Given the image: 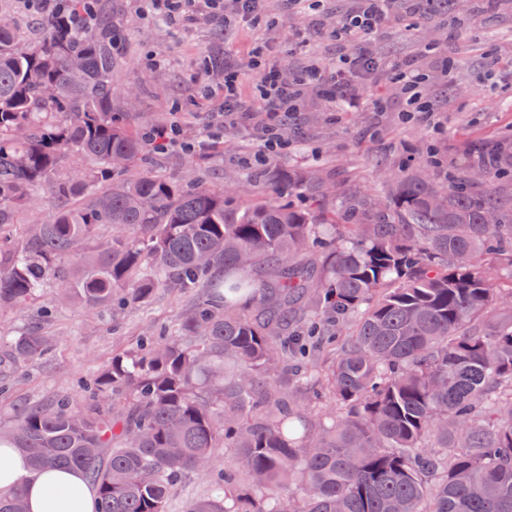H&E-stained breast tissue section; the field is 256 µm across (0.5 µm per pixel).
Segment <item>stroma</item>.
<instances>
[{"label": "stroma", "mask_w": 512, "mask_h": 512, "mask_svg": "<svg viewBox=\"0 0 512 512\" xmlns=\"http://www.w3.org/2000/svg\"><path fill=\"white\" fill-rule=\"evenodd\" d=\"M362 0H320L285 13L283 0H265L259 21L225 26L205 19L188 23L143 18L138 0H112L123 32L119 83L133 86L139 118L162 117L198 138L223 121V146L199 171L202 181L235 191L240 202L255 198L242 166L258 149L255 127L261 112L222 120L224 70L235 69L243 92L257 73L249 52L257 42L270 47L267 66L295 79L308 66L328 69L339 57L361 49L377 67L349 87L308 88L300 110L282 131L289 147L276 158L278 171L317 168L329 174L336 192L386 196L394 177L417 170L434 181L461 168L472 148L512 137V0H487L483 10L435 17L392 11L371 35H343L344 18ZM424 77L423 93L437 105L429 117L406 122L396 65ZM191 294L161 292L147 309L126 312L120 328L72 301L44 313L43 300L0 312V333L43 326L53 347L43 359L16 368L13 389L0 397V429L18 410L66 395L87 405L85 381L113 355L134 349L146 329L171 330Z\"/></svg>", "instance_id": "obj_1"}]
</instances>
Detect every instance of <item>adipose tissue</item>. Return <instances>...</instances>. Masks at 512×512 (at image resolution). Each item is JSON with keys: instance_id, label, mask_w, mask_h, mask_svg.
<instances>
[{"instance_id": "obj_1", "label": "adipose tissue", "mask_w": 512, "mask_h": 512, "mask_svg": "<svg viewBox=\"0 0 512 512\" xmlns=\"http://www.w3.org/2000/svg\"><path fill=\"white\" fill-rule=\"evenodd\" d=\"M52 486L75 489V496L55 500L47 490ZM21 488L29 512H96L95 494L76 471H49L30 474L22 457L10 448H0V491Z\"/></svg>"}]
</instances>
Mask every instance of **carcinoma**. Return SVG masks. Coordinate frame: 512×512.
Returning <instances> with one entry per match:
<instances>
[{
  "label": "carcinoma",
  "mask_w": 512,
  "mask_h": 512,
  "mask_svg": "<svg viewBox=\"0 0 512 512\" xmlns=\"http://www.w3.org/2000/svg\"><path fill=\"white\" fill-rule=\"evenodd\" d=\"M67 2L40 13L34 41L0 10V309L52 284L116 318L161 290L207 294L175 334L113 356L87 409L57 397L0 444L34 474L84 473L97 512H167L218 448L231 464L185 512H512L505 150L474 152L445 188L400 175L375 205L336 198L313 170L288 175L304 203L277 187L241 206L192 164L162 170L145 133L166 126H138L114 91L112 0L89 17L85 0ZM38 204L46 219L13 239ZM50 348L37 328L3 339L0 371ZM0 512H27L22 493H0Z\"/></svg>",
  "instance_id": "obj_1"
}]
</instances>
